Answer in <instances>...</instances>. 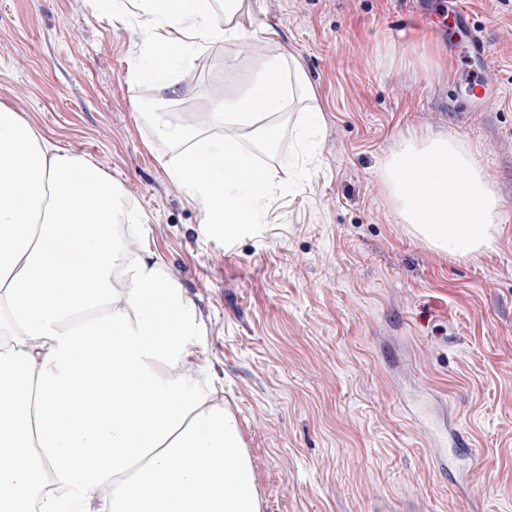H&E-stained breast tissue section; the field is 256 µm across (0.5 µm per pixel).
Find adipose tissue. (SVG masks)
I'll list each match as a JSON object with an SVG mask.
<instances>
[{
  "mask_svg": "<svg viewBox=\"0 0 512 512\" xmlns=\"http://www.w3.org/2000/svg\"><path fill=\"white\" fill-rule=\"evenodd\" d=\"M169 38L139 52L131 76L174 92L187 44L246 38L244 0H133ZM310 87L273 57L239 97L216 103V139L164 127L183 152L171 175L204 221L234 235L270 192L263 171L220 169L239 134L266 142V118L294 111ZM402 223L437 254L497 250L502 202L455 137L414 130L381 164ZM119 184L47 142L0 107V512H261L249 453L231 411L209 403L192 370L202 326L147 250H124L119 227L143 229Z\"/></svg>",
  "mask_w": 512,
  "mask_h": 512,
  "instance_id": "adipose-tissue-1",
  "label": "adipose tissue"
}]
</instances>
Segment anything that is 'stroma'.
Instances as JSON below:
<instances>
[{
  "instance_id": "1",
  "label": "stroma",
  "mask_w": 512,
  "mask_h": 512,
  "mask_svg": "<svg viewBox=\"0 0 512 512\" xmlns=\"http://www.w3.org/2000/svg\"><path fill=\"white\" fill-rule=\"evenodd\" d=\"M492 48L489 105L461 111L456 56L411 0H250L249 31L188 51L163 96L129 72L145 16L102 0H0V105L114 178L204 329L194 360L252 459L262 512H512V0H463ZM295 56L323 127L292 112L272 145L244 137L275 188L224 238L172 178L179 150L139 111L222 135L215 102ZM412 129L445 131L501 197L497 251L451 262L402 224L380 163ZM470 442L469 486L434 438Z\"/></svg>"
}]
</instances>
